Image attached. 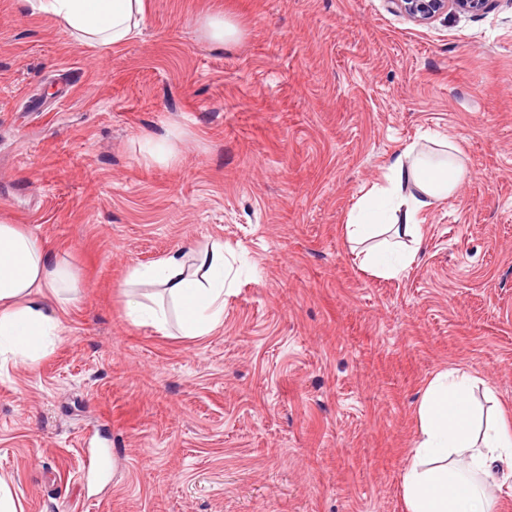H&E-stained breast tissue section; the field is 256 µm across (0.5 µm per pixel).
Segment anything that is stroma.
Instances as JSON below:
<instances>
[{"mask_svg":"<svg viewBox=\"0 0 512 512\" xmlns=\"http://www.w3.org/2000/svg\"><path fill=\"white\" fill-rule=\"evenodd\" d=\"M207 8L237 43L203 36ZM429 132L466 175L415 264L373 276L344 225ZM0 217L76 276L52 348L0 363L19 512H405L438 372L512 421V0L426 24L388 0H149L116 49L0 0ZM188 241L236 259L223 325L132 324L130 269Z\"/></svg>","mask_w":512,"mask_h":512,"instance_id":"stroma-1","label":"stroma"}]
</instances>
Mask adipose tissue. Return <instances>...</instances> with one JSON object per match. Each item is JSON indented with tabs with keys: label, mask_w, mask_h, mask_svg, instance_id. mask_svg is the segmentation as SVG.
Listing matches in <instances>:
<instances>
[{
	"label": "adipose tissue",
	"mask_w": 512,
	"mask_h": 512,
	"mask_svg": "<svg viewBox=\"0 0 512 512\" xmlns=\"http://www.w3.org/2000/svg\"><path fill=\"white\" fill-rule=\"evenodd\" d=\"M81 44L118 47L141 32L147 0H25ZM466 174L455 156L431 161L417 145L392 157L383 183L352 210L345 235L361 269L394 278L414 264L424 233L418 216L451 196ZM230 263L223 244L187 242L126 281L128 319L168 333L205 336L224 323V283ZM74 274L22 225L0 220V355L34 364L52 344L60 321L51 302L72 290ZM161 290L145 302L136 285ZM474 380L439 373L420 398L418 439L405 468L406 512H496V493L512 481V424L496 418L478 428Z\"/></svg>",
	"instance_id": "adipose-tissue-1"
}]
</instances>
